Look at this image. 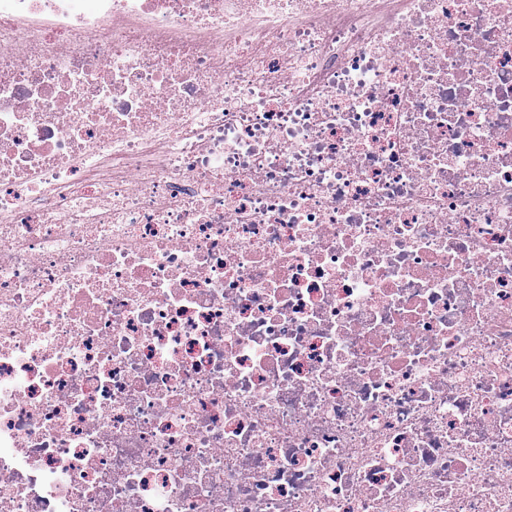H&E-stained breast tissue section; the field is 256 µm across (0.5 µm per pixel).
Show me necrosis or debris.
<instances>
[{
	"label": "necrosis or debris",
	"mask_w": 512,
	"mask_h": 512,
	"mask_svg": "<svg viewBox=\"0 0 512 512\" xmlns=\"http://www.w3.org/2000/svg\"><path fill=\"white\" fill-rule=\"evenodd\" d=\"M0 512H512V0H0Z\"/></svg>",
	"instance_id": "necrosis-or-debris-1"
}]
</instances>
